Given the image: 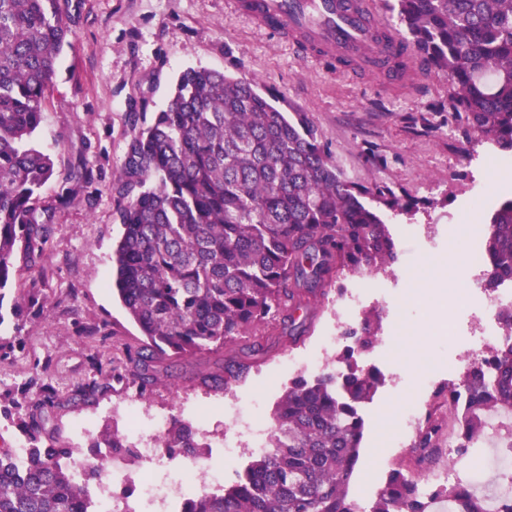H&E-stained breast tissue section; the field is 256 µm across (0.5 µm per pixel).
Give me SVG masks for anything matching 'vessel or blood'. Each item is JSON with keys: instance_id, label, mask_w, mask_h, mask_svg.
<instances>
[{"instance_id": "b4317fda", "label": "vessel or blood", "mask_w": 512, "mask_h": 512, "mask_svg": "<svg viewBox=\"0 0 512 512\" xmlns=\"http://www.w3.org/2000/svg\"><path fill=\"white\" fill-rule=\"evenodd\" d=\"M237 14L290 43L299 56L336 72L425 71L384 18L380 0H233Z\"/></svg>"}]
</instances>
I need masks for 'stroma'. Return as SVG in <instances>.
Segmentation results:
<instances>
[{"label": "stroma", "instance_id": "stroma-1", "mask_svg": "<svg viewBox=\"0 0 512 512\" xmlns=\"http://www.w3.org/2000/svg\"><path fill=\"white\" fill-rule=\"evenodd\" d=\"M72 3L74 34L36 137L55 163L41 199L53 202L78 160L93 168L96 180L57 210L41 264L28 265L17 254L12 284L0 299V446L12 447L21 433L16 403L45 387L66 401L53 410L50 424L81 461L104 428L121 427L118 412L127 397L185 421L204 414L206 438L215 444L234 436L244 419L273 429L289 382L314 377L298 361L320 353L331 334L332 284L297 291L296 318L310 327L300 343L277 316L224 348L155 359L150 372L156 381L146 390L124 378L126 353L143 338L109 287L112 246L122 232L118 178L133 130L164 106L181 71L204 66L274 92L285 112L304 113L351 182L386 185L420 204L415 216L390 224L399 255L394 276L362 278L369 293L363 308L380 321L378 339L359 363L378 371L381 382L361 406L363 451L349 496L368 505L389 471L407 464L413 443L412 436L387 428L384 416L399 419L412 407L427 412L437 388L465 366L458 351L437 343L445 324L454 323L463 335L474 319L489 317L481 299L464 308L453 290L409 298L414 275L420 261L462 255V242L482 239L493 210L512 197V155L491 160L485 147L471 142L462 119L448 109L446 78L379 87L370 76L336 75L233 14L226 0ZM415 224L436 231L426 249L410 238ZM419 334L426 352L410 369L402 355ZM232 358L250 364L245 381L206 390L208 377L223 375ZM94 380L105 386L104 395L68 403L72 390Z\"/></svg>", "mask_w": 512, "mask_h": 512}]
</instances>
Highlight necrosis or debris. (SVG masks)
<instances>
[{
    "mask_svg": "<svg viewBox=\"0 0 512 512\" xmlns=\"http://www.w3.org/2000/svg\"><path fill=\"white\" fill-rule=\"evenodd\" d=\"M166 413L148 415L144 426L127 437V452L147 465L151 477H133L122 466L121 458L110 449L101 448L97 457L112 463L113 482L90 479L83 465L72 470L75 483L86 500V512H182L190 497L203 491L221 488L222 471L201 465L198 458L176 454L162 448L158 439L170 426Z\"/></svg>",
    "mask_w": 512,
    "mask_h": 512,
    "instance_id": "1",
    "label": "necrosis or debris"
}]
</instances>
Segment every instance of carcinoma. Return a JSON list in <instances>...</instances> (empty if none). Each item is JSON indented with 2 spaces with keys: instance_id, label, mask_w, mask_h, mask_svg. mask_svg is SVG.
<instances>
[{
  "instance_id": "cac0c4a2",
  "label": "carcinoma",
  "mask_w": 512,
  "mask_h": 512,
  "mask_svg": "<svg viewBox=\"0 0 512 512\" xmlns=\"http://www.w3.org/2000/svg\"><path fill=\"white\" fill-rule=\"evenodd\" d=\"M403 39L448 79V106L493 151L512 153V0H385ZM72 0H0V290L14 256L41 259L56 207L40 199L55 174L35 135L57 65L73 34ZM94 182L78 160L60 187L67 204ZM120 238L112 247V290L144 344L127 354L129 379L144 388L156 354L183 357L223 347L281 310L293 319L294 289L314 290L356 274H394L395 241L380 209L413 216L417 203L387 186L348 181L301 115L290 117L257 86L206 67L182 71L165 106L134 131L118 179ZM485 286L512 280V198L484 230ZM508 340L467 364L436 398L448 404L457 444L448 469L474 451L485 414L512 408V310ZM378 330L362 319L344 339L336 372L295 377L275 412L268 450L217 493L190 498L186 512H428L451 496L457 512H487L462 477L420 484L391 470L361 511L349 499L364 436L360 404L380 378L358 356ZM21 423L34 442L25 466L0 451V512H86L69 466L71 448L45 429L55 392L26 400ZM430 409L410 450L421 469L440 459L444 418ZM120 454L126 436L100 434L95 447ZM162 448L202 454L206 444L173 418Z\"/></svg>"
}]
</instances>
